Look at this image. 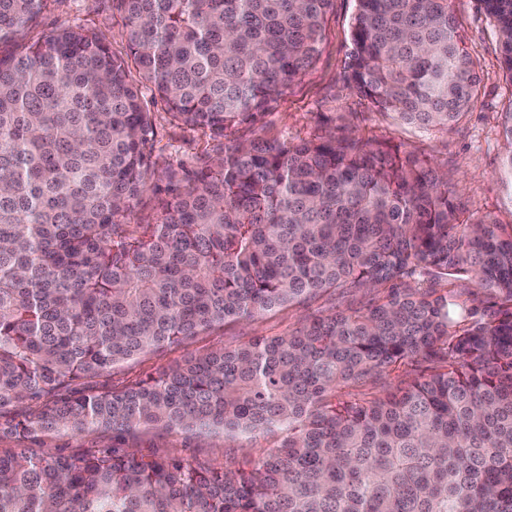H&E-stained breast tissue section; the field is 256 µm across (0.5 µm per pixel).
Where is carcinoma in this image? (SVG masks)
Returning <instances> with one entry per match:
<instances>
[{"label":"carcinoma","instance_id":"obj_1","mask_svg":"<svg viewBox=\"0 0 512 512\" xmlns=\"http://www.w3.org/2000/svg\"><path fill=\"white\" fill-rule=\"evenodd\" d=\"M47 2L0 0V41ZM355 2L343 88L407 124L457 126L481 80L453 0ZM482 2L512 83V0ZM119 5L124 57L81 27L0 56V433L286 436L233 470L18 448L0 454V512H512V223L466 214L429 159L385 142L236 136L316 63L333 0ZM134 70L172 126L212 146L200 166L157 169ZM502 136L512 187V104ZM149 190L164 214L128 223ZM330 290L374 297L72 394Z\"/></svg>","mask_w":512,"mask_h":512}]
</instances>
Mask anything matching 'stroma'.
<instances>
[{
  "instance_id": "35a3bbf8",
  "label": "stroma",
  "mask_w": 512,
  "mask_h": 512,
  "mask_svg": "<svg viewBox=\"0 0 512 512\" xmlns=\"http://www.w3.org/2000/svg\"><path fill=\"white\" fill-rule=\"evenodd\" d=\"M455 9L463 23V35L482 78V92L467 118L455 129L419 128L402 123L390 114L376 112L366 101L352 97L340 81L350 51V26L355 12L354 0H334L327 17L325 36L316 64L300 79L284 89L269 110L243 131L254 137H309L331 118L335 132L350 128L370 137L431 156L434 166L448 173L457 186V199L467 212H492L503 221L512 220V190L498 180L500 159L505 151L499 134V117L512 103V83L502 71L497 32L481 9L478 0H455ZM85 26L95 29L111 43L115 53L126 54L122 16L117 0H52L36 20L13 38L0 42V55L19 53L52 31ZM143 100L152 113L157 132L156 152L160 162L181 161L195 165L205 147L197 134L173 131L167 109L151 85L141 87ZM348 299L325 293L305 305L284 306L251 321H226L178 344L142 354L118 365L99 386L123 388L158 376L164 369L185 359L204 355L224 347L243 346L260 336L288 334L302 321L346 308ZM284 436L282 428L263 432L224 433L167 430L147 426L120 437L109 430H89L80 435L59 430L35 439L19 441L0 438V451L17 447L30 452L55 451L63 454L94 453L103 448L120 447L144 455L180 458L206 467L225 469L231 464L253 460Z\"/></svg>"
}]
</instances>
